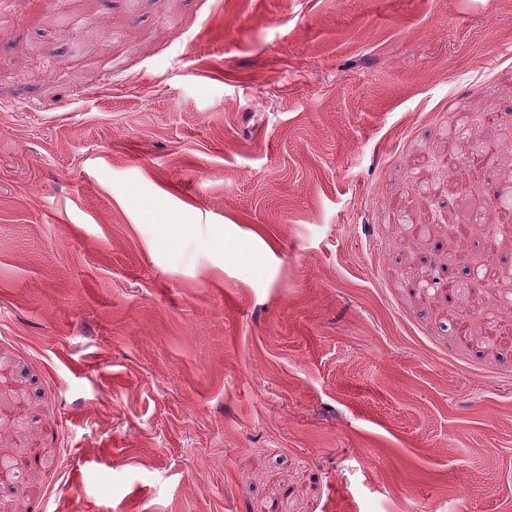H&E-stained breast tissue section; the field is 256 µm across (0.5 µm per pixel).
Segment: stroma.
I'll list each match as a JSON object with an SVG mask.
<instances>
[{
	"mask_svg": "<svg viewBox=\"0 0 512 512\" xmlns=\"http://www.w3.org/2000/svg\"><path fill=\"white\" fill-rule=\"evenodd\" d=\"M511 45L507 0H0V512H512V348L447 288Z\"/></svg>",
	"mask_w": 512,
	"mask_h": 512,
	"instance_id": "1",
	"label": "stroma"
}]
</instances>
